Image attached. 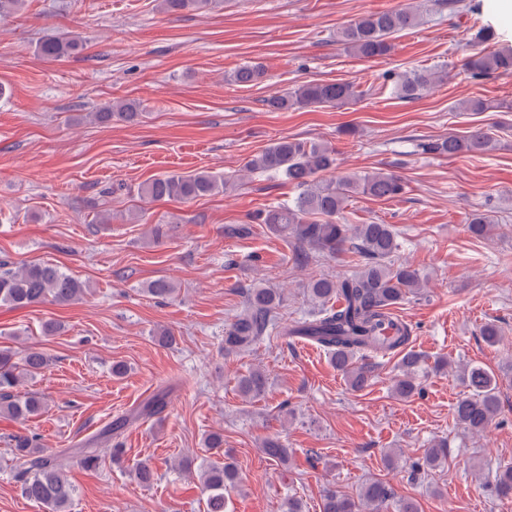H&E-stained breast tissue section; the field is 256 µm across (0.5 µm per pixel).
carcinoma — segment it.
I'll return each mask as SVG.
<instances>
[{"label":"carcinoma","mask_w":512,"mask_h":512,"mask_svg":"<svg viewBox=\"0 0 512 512\" xmlns=\"http://www.w3.org/2000/svg\"><path fill=\"white\" fill-rule=\"evenodd\" d=\"M223 0H159L164 12L215 9ZM420 16L409 9L386 10L361 16L342 25L336 42L363 58L389 54L391 38L396 33L419 24ZM493 33L479 28L471 39L472 54L464 69L473 79L487 77L498 71L512 70V51L491 49ZM82 44L70 37L53 35L43 39L37 54L58 60L77 54ZM265 76L263 67L247 63L238 68L232 80L239 85L256 84ZM448 74L413 69L403 74H388L392 94L401 100L421 98L434 84ZM362 95L353 82L312 81L297 85L267 99L274 111L335 107ZM93 121L133 122L139 117L137 105L116 101L98 112H91ZM490 129L475 127L463 136L424 140L418 148L424 154L454 157L460 154H485L494 149ZM245 168L250 173H267L291 185L296 196L287 204L272 205L255 216L270 231L288 240L294 247V261L307 265L320 257H334L350 252L360 257L358 268L337 278L319 277L309 281L306 291L313 309L291 327L280 325L277 309L280 295L261 283L246 289V306L232 319L224 331V345L230 351H245L271 332L279 335L304 336L322 348L330 362L344 377L350 389L361 391L368 386L375 371L369 359L399 354L393 393L403 399L414 396L419 384L421 358L403 352L410 339L408 327L392 317V308L408 295H420L424 277L419 269L405 262H396L401 243L390 224H347L342 212L349 199L369 195L390 199L405 190L402 179L393 172L372 171L354 177L327 180L326 173L336 172V152L325 144L303 140L279 139L250 158ZM234 174L201 170L180 174H163L139 187L140 195L156 200H193L236 186ZM494 220L485 213L468 218L467 231L476 239L486 238L494 230ZM146 291L155 298L176 296L177 288L167 279L151 281ZM87 287L78 279L49 263H33L13 267L0 260V304L22 308L51 301L69 304L83 298ZM51 358L41 351H30L21 359L6 348H0V416L25 419L46 407L44 398L21 393L18 387L26 377H35L47 370ZM459 377L466 392L453 407L456 424L472 434H483L492 427L499 413V381L491 371L478 365H465ZM267 375L252 369L238 379L239 392L250 399L261 397L266 389ZM168 393L160 390L145 400L135 412L112 421L100 438L91 440L93 447L78 448L74 457L85 468L100 463L94 445L99 439L110 444L112 460L120 461L124 448L117 435L130 423L161 414L167 406ZM16 475L22 494L41 505L43 512H70L76 488L64 472L60 455L42 445L34 434H18L10 441ZM265 454L273 461H288V448L278 436L263 443ZM446 446L435 443L415 461L410 477L415 479L424 469L440 464ZM142 485L153 484L155 472L148 461L138 462L131 470ZM203 512H226L224 492L235 489L241 478L234 462L201 459L198 467ZM496 494L512 495V464L498 465L493 474ZM393 500L389 485L378 479L366 481L356 496L340 490L324 492L321 512H381Z\"/></svg>","instance_id":"carcinoma-1"}]
</instances>
